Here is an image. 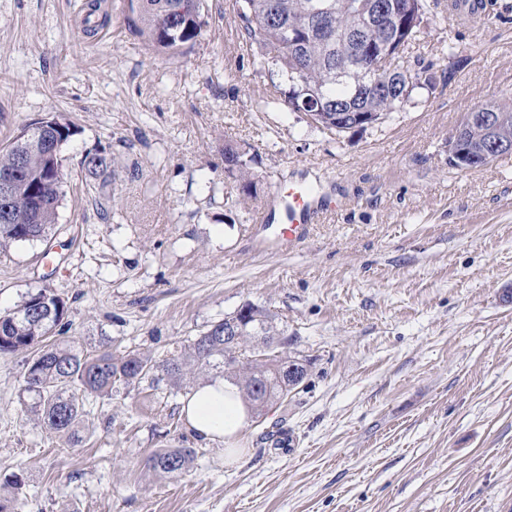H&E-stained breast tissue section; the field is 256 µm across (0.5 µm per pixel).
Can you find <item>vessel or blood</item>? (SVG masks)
I'll use <instances>...</instances> for the list:
<instances>
[{
  "mask_svg": "<svg viewBox=\"0 0 512 512\" xmlns=\"http://www.w3.org/2000/svg\"><path fill=\"white\" fill-rule=\"evenodd\" d=\"M278 200L283 205L287 222L272 238L260 243L259 248L263 251L282 254L293 251L308 239L312 225L319 223L323 214L337 208L335 200L300 183L289 184L287 190L279 193Z\"/></svg>",
  "mask_w": 512,
  "mask_h": 512,
  "instance_id": "vessel-or-blood-1",
  "label": "vessel or blood"
}]
</instances>
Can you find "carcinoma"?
<instances>
[{
  "mask_svg": "<svg viewBox=\"0 0 512 512\" xmlns=\"http://www.w3.org/2000/svg\"><path fill=\"white\" fill-rule=\"evenodd\" d=\"M182 0H128V9L137 32L163 50H177L195 41L206 26L205 0H192L190 12L178 13ZM378 0H233L239 19L243 45L257 53L260 65L272 67L287 89L285 103L292 111L307 101L311 118L328 130L343 132L383 119L402 107L400 96L422 86L420 74L412 81L399 80L406 68L396 51L383 76L390 87H371L373 77L358 67L350 35L358 29L365 14ZM314 4L331 8L330 31L313 26L310 9ZM296 33L301 46L288 51L284 43L288 31ZM421 24L399 34L395 45H416L425 39ZM323 102L339 103L342 111L354 115L351 123L333 120V109L315 107ZM492 115L496 126L485 124ZM457 146H449V163L465 168L462 160L482 152L489 139L496 137L512 142V106L489 102L470 112L459 125ZM74 134L71 125L58 128L50 123L23 129L8 147L0 149V174L16 168L18 157L26 158L27 168L19 174V185L7 202V213L0 205V245L48 241L55 234L57 208L64 195L65 176L48 170L46 143L67 141ZM84 164L92 175L105 180L112 177L110 163L96 154ZM66 315V303L55 291L42 288L26 294L8 313L0 314V354L33 351L25 360L20 391L32 400L30 410L41 416L45 428L66 439L86 415L85 400L107 397L119 385L148 384L154 387L155 373L164 372L167 380L180 386L187 368L201 371L224 369V378L242 389L245 399L260 417L266 410L288 399L303 381L306 366L281 348L288 338L273 317L252 305L237 311L235 332L224 336V321L210 325L199 336L183 344L176 343L162 364L132 351L114 356L108 349L84 354L69 344L54 339V333ZM239 352L251 357L242 361L232 356ZM196 455L194 448H163L150 456L148 470L176 478L183 474ZM10 496L0 493V512L18 510L20 479L10 484Z\"/></svg>",
  "mask_w": 512,
  "mask_h": 512,
  "instance_id": "carcinoma-1",
  "label": "carcinoma"
}]
</instances>
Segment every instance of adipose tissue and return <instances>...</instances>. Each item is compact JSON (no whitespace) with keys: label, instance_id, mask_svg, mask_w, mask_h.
Instances as JSON below:
<instances>
[{"label":"adipose tissue","instance_id":"adipose-tissue-1","mask_svg":"<svg viewBox=\"0 0 512 512\" xmlns=\"http://www.w3.org/2000/svg\"><path fill=\"white\" fill-rule=\"evenodd\" d=\"M190 428L202 440H221L227 463L240 454L238 440L252 413L237 387L221 378L197 385L184 402Z\"/></svg>","mask_w":512,"mask_h":512}]
</instances>
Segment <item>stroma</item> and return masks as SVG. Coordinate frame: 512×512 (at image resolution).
Segmentation results:
<instances>
[{"label": "stroma", "instance_id": "obj_1", "mask_svg": "<svg viewBox=\"0 0 512 512\" xmlns=\"http://www.w3.org/2000/svg\"><path fill=\"white\" fill-rule=\"evenodd\" d=\"M438 2L405 52L433 86L335 132L284 104L232 0H206L175 52L126 0H0V146L48 115L75 125L56 234L0 252V313L52 288L72 347L159 362L250 304L307 361L230 465L181 410L208 374L88 398L70 442L21 410L26 353L0 354V484L22 479L21 512H512V154L448 162L468 112L512 102V0L475 22ZM291 182L339 208L296 251L259 253L275 227L255 216ZM182 444L197 457L180 477L146 470Z\"/></svg>", "mask_w": 512, "mask_h": 512}]
</instances>
